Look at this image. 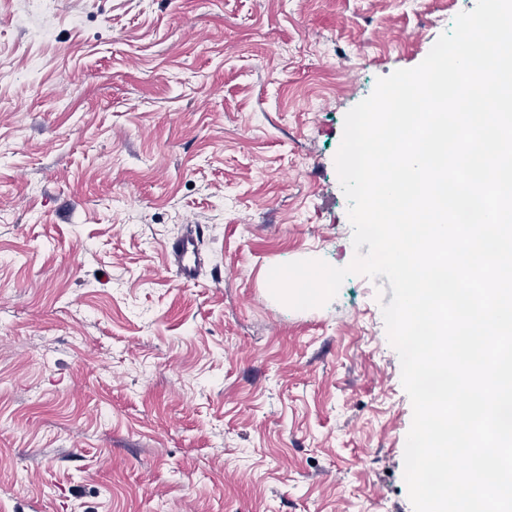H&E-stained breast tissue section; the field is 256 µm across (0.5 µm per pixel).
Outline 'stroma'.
<instances>
[{
    "instance_id": "1",
    "label": "stroma",
    "mask_w": 512,
    "mask_h": 512,
    "mask_svg": "<svg viewBox=\"0 0 512 512\" xmlns=\"http://www.w3.org/2000/svg\"><path fill=\"white\" fill-rule=\"evenodd\" d=\"M475 0H0V512H413L335 157ZM205 229L196 279L166 244Z\"/></svg>"
}]
</instances>
